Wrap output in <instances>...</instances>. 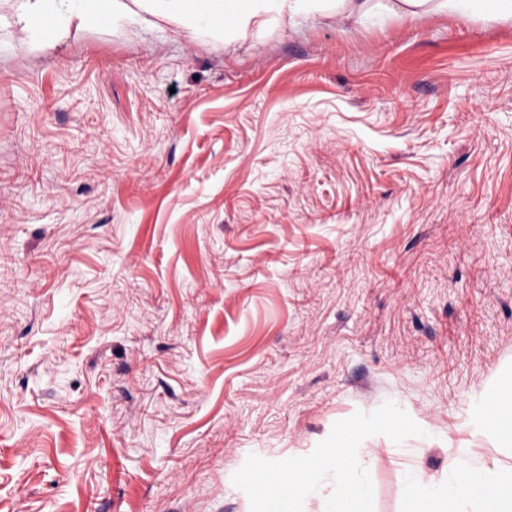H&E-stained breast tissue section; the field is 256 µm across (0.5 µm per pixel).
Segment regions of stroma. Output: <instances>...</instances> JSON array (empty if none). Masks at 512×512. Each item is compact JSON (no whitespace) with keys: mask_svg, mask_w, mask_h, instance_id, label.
I'll list each match as a JSON object with an SVG mask.
<instances>
[{"mask_svg":"<svg viewBox=\"0 0 512 512\" xmlns=\"http://www.w3.org/2000/svg\"><path fill=\"white\" fill-rule=\"evenodd\" d=\"M0 29V512H249L391 401L378 512L512 376V20Z\"/></svg>","mask_w":512,"mask_h":512,"instance_id":"35a3bbf8","label":"stroma"}]
</instances>
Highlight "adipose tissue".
<instances>
[{"label": "adipose tissue", "instance_id": "ef3b65f1", "mask_svg": "<svg viewBox=\"0 0 512 512\" xmlns=\"http://www.w3.org/2000/svg\"><path fill=\"white\" fill-rule=\"evenodd\" d=\"M370 8L371 0H0V26L30 44L126 16L145 23L154 17L234 40L303 14L351 18ZM390 9L414 20L433 11L464 9L512 18V0H392ZM472 423L491 443L493 456L478 458L471 449L452 448L441 473L420 468L405 473L401 512H512L511 378L481 393Z\"/></svg>", "mask_w": 512, "mask_h": 512}]
</instances>
